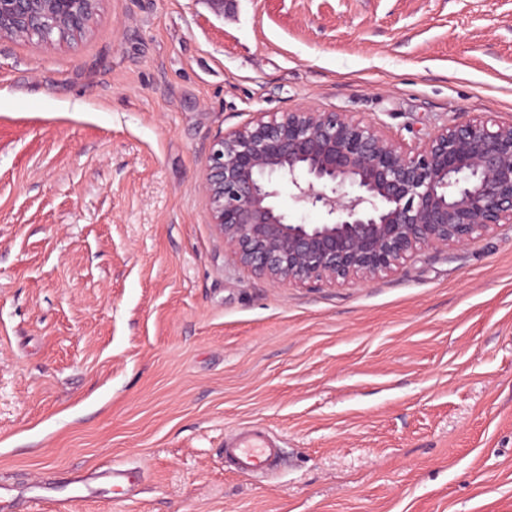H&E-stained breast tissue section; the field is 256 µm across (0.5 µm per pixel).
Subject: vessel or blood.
Returning a JSON list of instances; mask_svg holds the SVG:
<instances>
[{
  "mask_svg": "<svg viewBox=\"0 0 512 512\" xmlns=\"http://www.w3.org/2000/svg\"><path fill=\"white\" fill-rule=\"evenodd\" d=\"M224 458L239 473L261 475L277 465L281 450L263 428L246 424L225 441ZM102 476L114 494L122 496L129 494L140 481L139 473L129 468L107 469Z\"/></svg>",
  "mask_w": 512,
  "mask_h": 512,
  "instance_id": "1",
  "label": "vessel or blood"
}]
</instances>
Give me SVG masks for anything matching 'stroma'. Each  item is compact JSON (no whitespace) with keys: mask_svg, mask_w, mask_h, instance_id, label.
<instances>
[{"mask_svg":"<svg viewBox=\"0 0 512 512\" xmlns=\"http://www.w3.org/2000/svg\"><path fill=\"white\" fill-rule=\"evenodd\" d=\"M344 112L412 148L512 120V0H99L0 40V512H512V224L394 274L271 284L200 184L262 114ZM278 441L261 478L224 441ZM269 434L256 425L245 424L224 442V459L244 475H263L281 458ZM106 484L112 486L115 495L125 496L139 483L140 475L135 469H107L100 472Z\"/></svg>","mask_w":512,"mask_h":512,"instance_id":"obj_1","label":"stroma"}]
</instances>
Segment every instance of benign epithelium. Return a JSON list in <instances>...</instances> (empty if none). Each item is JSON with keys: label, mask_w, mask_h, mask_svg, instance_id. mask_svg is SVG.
<instances>
[{"label": "benign epithelium", "mask_w": 512, "mask_h": 512, "mask_svg": "<svg viewBox=\"0 0 512 512\" xmlns=\"http://www.w3.org/2000/svg\"><path fill=\"white\" fill-rule=\"evenodd\" d=\"M99 0H0V38L64 41ZM286 178L321 224L279 210ZM202 192L224 247L272 283L374 282L414 251L512 223V122L466 118L407 149L344 112L299 107L218 135Z\"/></svg>", "instance_id": "1"}]
</instances>
